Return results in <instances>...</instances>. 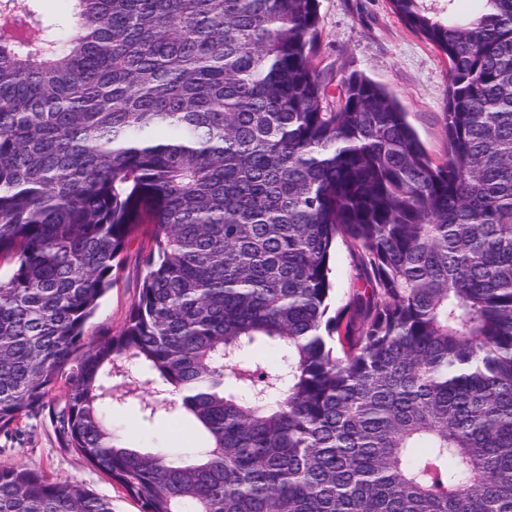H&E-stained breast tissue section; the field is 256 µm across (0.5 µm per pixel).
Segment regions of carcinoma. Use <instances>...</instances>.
<instances>
[{
  "label": "carcinoma",
  "mask_w": 512,
  "mask_h": 512,
  "mask_svg": "<svg viewBox=\"0 0 512 512\" xmlns=\"http://www.w3.org/2000/svg\"><path fill=\"white\" fill-rule=\"evenodd\" d=\"M455 2L390 0L448 61L436 162L364 74L328 103L319 0H0V428L49 409L142 512H512V0ZM130 402L201 446L138 450ZM0 512L112 503L0 465ZM144 238L133 239L124 252V265L117 284L101 299L94 316L85 326L84 341L97 340L107 331H117L126 321L129 310L138 298L143 278L141 257ZM330 266L338 299L350 291L352 292V289L358 288L351 257L345 245L340 241L336 243V247L331 252Z\"/></svg>",
  "instance_id": "obj_1"
}]
</instances>
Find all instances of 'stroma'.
I'll return each instance as SVG.
<instances>
[{
	"instance_id": "1",
	"label": "stroma",
	"mask_w": 512,
	"mask_h": 512,
	"mask_svg": "<svg viewBox=\"0 0 512 512\" xmlns=\"http://www.w3.org/2000/svg\"><path fill=\"white\" fill-rule=\"evenodd\" d=\"M320 40L315 64L329 84L358 70L385 85L400 101L426 151L443 158L448 94V62L426 40L409 30L390 10L388 0H320ZM144 238L132 240L117 284L101 299L85 326L86 340L118 330L138 298L142 284ZM114 428L132 444L150 451L164 448L185 453L202 436L186 417L158 413L141 420L138 406L110 410ZM0 464L20 465L68 482L110 500L113 512H141V504L120 490L81 454L65 446L48 412L34 411L9 428L0 429Z\"/></svg>"
}]
</instances>
